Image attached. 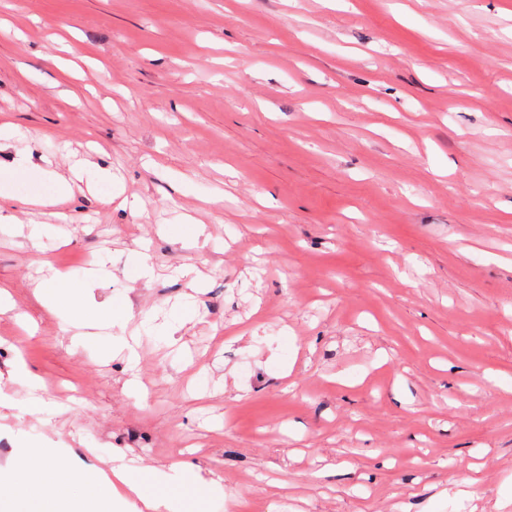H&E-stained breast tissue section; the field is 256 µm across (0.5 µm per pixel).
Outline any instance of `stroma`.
<instances>
[{
    "instance_id": "1",
    "label": "stroma",
    "mask_w": 512,
    "mask_h": 512,
    "mask_svg": "<svg viewBox=\"0 0 512 512\" xmlns=\"http://www.w3.org/2000/svg\"><path fill=\"white\" fill-rule=\"evenodd\" d=\"M3 123L0 464L133 458L168 512H512V0H0ZM20 154L117 181L35 210ZM40 259L106 260L135 371L72 347Z\"/></svg>"
}]
</instances>
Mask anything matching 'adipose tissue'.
<instances>
[{
	"instance_id": "1",
	"label": "adipose tissue",
	"mask_w": 512,
	"mask_h": 512,
	"mask_svg": "<svg viewBox=\"0 0 512 512\" xmlns=\"http://www.w3.org/2000/svg\"><path fill=\"white\" fill-rule=\"evenodd\" d=\"M88 166L83 160L70 164L63 173L46 171L54 191L33 196L30 205L50 207L73 195ZM41 270V299L52 310L71 318L80 336L91 338L111 328L114 309L94 303L87 283H73L67 274L47 264ZM56 454V449L31 443L14 449L0 466V512H112V489L118 481L130 492L142 495L147 512H160L166 505L164 498L143 496L141 486L128 477L129 465L107 471L80 460L65 471L58 467Z\"/></svg>"
}]
</instances>
